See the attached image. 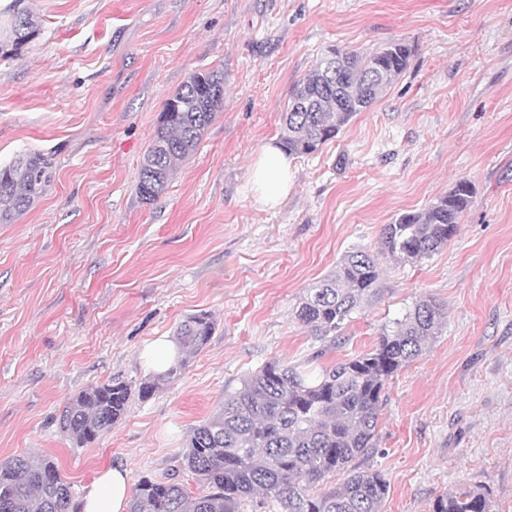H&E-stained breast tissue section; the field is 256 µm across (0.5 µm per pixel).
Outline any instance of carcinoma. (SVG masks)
Listing matches in <instances>:
<instances>
[{"label":"carcinoma","instance_id":"1","mask_svg":"<svg viewBox=\"0 0 512 512\" xmlns=\"http://www.w3.org/2000/svg\"><path fill=\"white\" fill-rule=\"evenodd\" d=\"M24 0L3 8L0 58L19 55L40 34L41 21ZM412 48L394 42L376 52L333 51L336 77L328 83L317 60L293 88L283 115L280 144L290 155L311 154L337 136L351 118L367 109L409 65ZM224 110V72L191 73L166 99L154 137L140 164L138 191L150 202L166 189L177 165L197 149L207 127ZM53 179L52 162L42 154H20L0 166V223L23 215ZM472 194L459 181L448 194L415 213L384 225L379 253L415 263L447 247ZM378 264L366 249L344 254L327 278L300 298L296 319L320 341L336 343L363 300L377 290ZM443 306L431 296L415 301L402 317L382 328L373 350L317 376L294 366L268 362L224 394V408L191 429L184 462L209 493L191 497L175 482L144 477L128 512H241L260 496L269 512H382L388 492L383 474L358 470L354 461L374 448L383 391L395 374L426 351L441 328ZM216 320L200 311L180 325L179 346L203 349ZM187 360L140 383L145 399L178 378ZM131 386L111 382L79 393L64 406L61 432L77 444L94 441L125 415ZM347 477L318 494L309 488L329 475ZM0 512H79L71 484L51 459L13 456L0 463ZM432 512H491L487 496L461 488L439 496Z\"/></svg>","mask_w":512,"mask_h":512}]
</instances>
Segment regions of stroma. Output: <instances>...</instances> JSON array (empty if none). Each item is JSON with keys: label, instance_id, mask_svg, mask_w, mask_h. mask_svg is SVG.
Here are the masks:
<instances>
[{"label": "stroma", "instance_id": "obj_1", "mask_svg": "<svg viewBox=\"0 0 512 512\" xmlns=\"http://www.w3.org/2000/svg\"><path fill=\"white\" fill-rule=\"evenodd\" d=\"M41 31L0 58V163L51 158L54 178L0 224V461L53 458L76 496L120 464L208 487L187 434L269 361L319 372L372 350L419 297L441 330L389 382L375 446L383 512H431L466 487L512 512V0H26ZM403 42L410 65L366 110L296 156L272 209L248 190L293 86L328 49ZM224 73V110L158 200L137 192L165 100L191 72ZM473 194L446 248L381 260L378 294L321 349L293 309L354 248L460 181ZM217 324L175 381L131 395L84 446L58 417L78 392L153 378L141 354L186 317Z\"/></svg>", "mask_w": 512, "mask_h": 512}]
</instances>
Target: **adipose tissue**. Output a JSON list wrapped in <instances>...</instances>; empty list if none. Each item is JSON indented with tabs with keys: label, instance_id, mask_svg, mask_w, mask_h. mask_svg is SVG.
Masks as SVG:
<instances>
[{
	"label": "adipose tissue",
	"instance_id": "1",
	"mask_svg": "<svg viewBox=\"0 0 512 512\" xmlns=\"http://www.w3.org/2000/svg\"><path fill=\"white\" fill-rule=\"evenodd\" d=\"M292 159L278 142L266 143L251 167V186L257 202L271 207L288 194ZM129 471L115 465L99 473L85 492L81 512H126Z\"/></svg>",
	"mask_w": 512,
	"mask_h": 512
}]
</instances>
